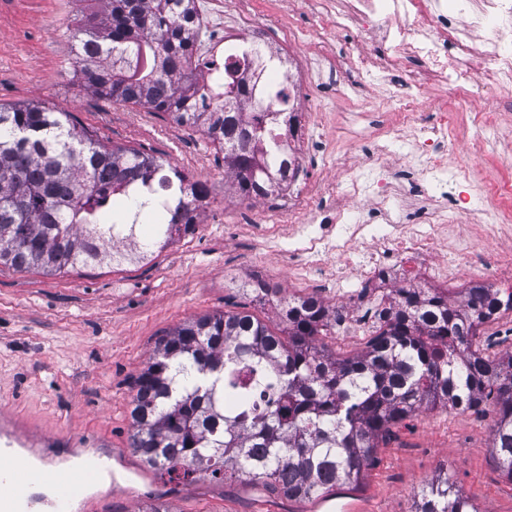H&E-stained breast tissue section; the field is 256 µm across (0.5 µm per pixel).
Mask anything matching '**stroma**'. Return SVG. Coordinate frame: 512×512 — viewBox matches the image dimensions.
Returning a JSON list of instances; mask_svg holds the SVG:
<instances>
[{"label":"stroma","instance_id":"obj_1","mask_svg":"<svg viewBox=\"0 0 512 512\" xmlns=\"http://www.w3.org/2000/svg\"><path fill=\"white\" fill-rule=\"evenodd\" d=\"M248 7L268 17L269 36L280 44H287L294 27L326 56H345L360 46L315 30L298 0H249ZM103 9L102 0H0V103L37 102L71 113L104 142L139 148L188 173L223 167V152L199 129L84 88L72 35ZM349 93L345 83L331 79L305 96L333 150L308 155L303 177L327 174L337 202L368 211V201L348 195L344 170H366L364 158L373 149L366 133L382 122L395 133L388 166L395 187L405 197H426L428 184L408 145L411 131L381 87L363 88L359 107ZM499 121L498 160L458 151L449 156V168L478 164L492 181H512L506 167L512 161V105ZM279 204L272 196L241 201L225 195L189 232L139 263L77 265L56 275L0 265V413L33 417L43 431L78 448L92 437L127 447L132 382L162 336L194 316L231 310L241 300V283L259 279L286 295L303 293L302 282L291 278L276 253L259 262L252 258L249 218ZM228 224L238 225L235 238H225ZM491 426L486 414L471 410L438 405L421 411L380 441L361 488L376 512H413L418 492L446 474L478 512H512V479L493 458ZM87 496L99 497L103 512H144L157 499L168 512H254L257 493L237 480L188 486L159 479L146 488L124 474L114 486H76L57 501L56 512H78L77 502Z\"/></svg>","mask_w":512,"mask_h":512}]
</instances>
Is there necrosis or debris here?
<instances>
[{
	"mask_svg": "<svg viewBox=\"0 0 512 512\" xmlns=\"http://www.w3.org/2000/svg\"><path fill=\"white\" fill-rule=\"evenodd\" d=\"M316 29L343 39L357 36L363 49L356 54L328 59L306 51V70L312 76L324 71L352 70L362 77L378 72L403 76L397 90L386 91L403 121L413 131L411 152L421 174L430 178L432 190L445 198L426 223L400 221L401 204L385 178L352 175L349 193L370 199L373 220L336 204L317 205L313 183L290 195L270 223L256 224L251 236L257 248L284 255L288 267L300 276L314 296L334 303L341 319L340 337L364 335L370 324L369 307L390 299L394 288L429 285L432 269L456 274L467 267L471 276L489 278L512 287V208L504 205L505 191L487 181L482 168L447 170V156L454 143L463 142L474 153L495 157L490 137L497 125L494 112L477 105L495 99L512 87V0H301ZM209 17L202 31V52L197 62L202 88L195 96L200 112H220L224 105L216 92L224 83V59L242 58L252 50H267L268 25L254 18L247 31L225 37V12L221 0H201ZM465 18L473 36L460 37L457 18ZM486 61L483 74L471 68L474 58ZM448 98H440V91ZM464 181L473 198L449 194L448 184ZM483 220L482 248L459 239L454 253L441 249L443 231L468 223L473 211ZM288 221L293 229L280 240L277 225Z\"/></svg>",
	"mask_w": 512,
	"mask_h": 512,
	"instance_id": "obj_1",
	"label": "necrosis or debris"
}]
</instances>
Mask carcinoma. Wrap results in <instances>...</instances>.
I'll use <instances>...</instances> for the list:
<instances>
[{"mask_svg": "<svg viewBox=\"0 0 512 512\" xmlns=\"http://www.w3.org/2000/svg\"><path fill=\"white\" fill-rule=\"evenodd\" d=\"M104 17L74 35L85 88L114 103L165 112L224 149L241 200L288 186L287 168L264 146L279 111L253 112L247 95L224 97L218 117L193 110L198 37L191 0H102ZM264 55L224 60V84ZM184 177L154 156L102 144L70 115L40 103L0 105V265L53 273L75 264L140 262L167 246L193 213L155 219L148 236L126 224L131 187L158 192ZM130 241L114 249L113 232ZM276 296L277 333L248 312L204 314L162 337L136 377L129 448L155 474L192 485L232 476L288 499L326 496L360 484L391 426L444 404L495 413L490 439L512 480V353L490 358L473 348L478 325L512 312V292L484 284L451 300L399 288L376 312L363 353L338 359L319 343L336 308L309 296ZM415 512H476L448 477L422 488Z\"/></svg>", "mask_w": 512, "mask_h": 512, "instance_id": "obj_1", "label": "carcinoma"}]
</instances>
